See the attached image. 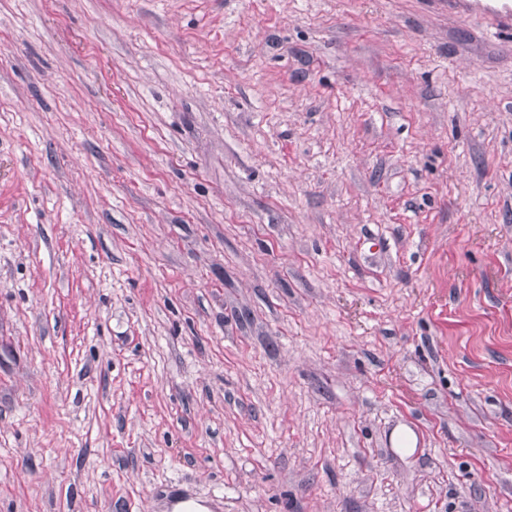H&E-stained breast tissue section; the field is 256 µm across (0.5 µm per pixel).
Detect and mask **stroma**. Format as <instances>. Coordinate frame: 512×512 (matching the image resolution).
<instances>
[{
  "instance_id": "stroma-1",
  "label": "stroma",
  "mask_w": 512,
  "mask_h": 512,
  "mask_svg": "<svg viewBox=\"0 0 512 512\" xmlns=\"http://www.w3.org/2000/svg\"><path fill=\"white\" fill-rule=\"evenodd\" d=\"M512 512V32L448 0H0V512Z\"/></svg>"
}]
</instances>
